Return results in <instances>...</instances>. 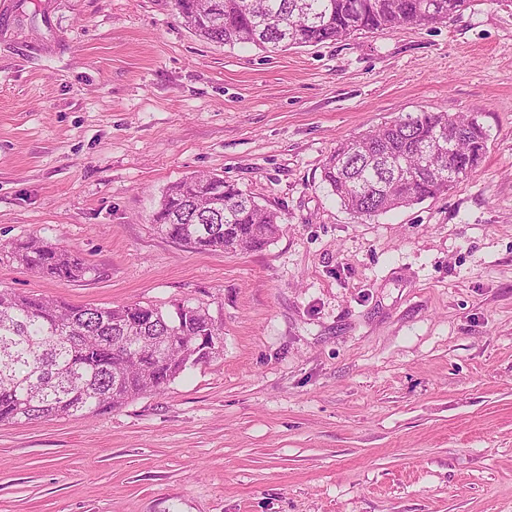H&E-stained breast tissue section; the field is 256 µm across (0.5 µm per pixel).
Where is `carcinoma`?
I'll return each instance as SVG.
<instances>
[{"label":"carcinoma","instance_id":"1","mask_svg":"<svg viewBox=\"0 0 512 512\" xmlns=\"http://www.w3.org/2000/svg\"><path fill=\"white\" fill-rule=\"evenodd\" d=\"M175 0L183 23L202 40L283 48L342 41L358 32L443 23L470 0ZM455 145L454 177L440 176L439 138ZM487 148L476 118L421 112L340 143L322 181L357 217L410 207L448 193L475 171ZM157 231L195 250L256 251L282 232L281 216L236 184L191 176L168 187L152 215ZM6 256L45 277L94 273L70 250L30 239ZM224 350L221 324L200 304L173 310L123 304L74 305L0 288V424L78 418L159 393L187 370Z\"/></svg>","mask_w":512,"mask_h":512}]
</instances>
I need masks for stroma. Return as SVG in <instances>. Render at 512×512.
<instances>
[{"mask_svg": "<svg viewBox=\"0 0 512 512\" xmlns=\"http://www.w3.org/2000/svg\"><path fill=\"white\" fill-rule=\"evenodd\" d=\"M489 140L447 194L357 218L337 144L415 112ZM207 173L281 212L266 248L156 232ZM0 287L74 305L188 300L219 356L114 411L0 426V512H512V0L278 53L207 42L174 0H0ZM4 253L9 259L45 277L77 280L94 273V269L77 254L38 239L13 243Z\"/></svg>", "mask_w": 512, "mask_h": 512, "instance_id": "1", "label": "stroma"}]
</instances>
